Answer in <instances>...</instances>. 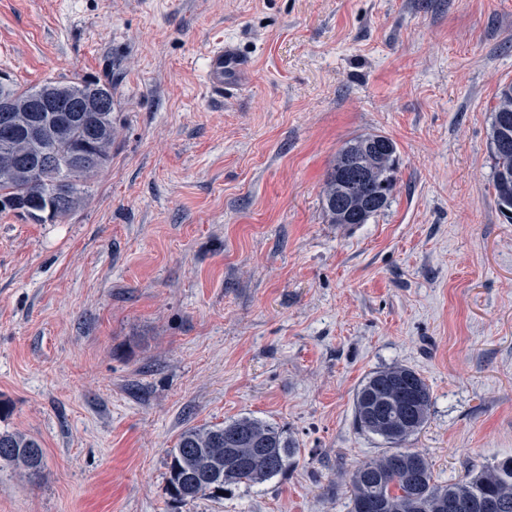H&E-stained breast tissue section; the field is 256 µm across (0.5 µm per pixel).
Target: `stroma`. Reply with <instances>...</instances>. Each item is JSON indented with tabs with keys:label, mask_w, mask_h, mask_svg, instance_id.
<instances>
[{
	"label": "stroma",
	"mask_w": 512,
	"mask_h": 512,
	"mask_svg": "<svg viewBox=\"0 0 512 512\" xmlns=\"http://www.w3.org/2000/svg\"><path fill=\"white\" fill-rule=\"evenodd\" d=\"M250 65L209 91L210 47ZM112 84V163L56 223L0 212V512H350L388 448L354 423L405 365L436 483L512 456V223L489 132L512 82V0H0V76ZM379 133L397 185L368 223L324 210L337 151ZM254 416L294 468L180 501L188 426ZM43 459L39 441L22 433L0 432V462L15 465L29 475H36Z\"/></svg>",
	"instance_id": "1"
}]
</instances>
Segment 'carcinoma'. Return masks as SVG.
Here are the masks:
<instances>
[{
  "label": "carcinoma",
  "mask_w": 512,
  "mask_h": 512,
  "mask_svg": "<svg viewBox=\"0 0 512 512\" xmlns=\"http://www.w3.org/2000/svg\"><path fill=\"white\" fill-rule=\"evenodd\" d=\"M57 93L58 112H31L46 88ZM111 87L94 79L47 80L21 89L0 86L19 110L8 126L0 123V211L43 224L67 217L89 200V185L112 162V112H78L79 95L95 97ZM490 144L495 160V200L512 223V83L503 85L493 108ZM397 144L367 134L347 142L327 173L324 207L333 224H365L384 209L396 187ZM358 173L367 190L351 191L349 174ZM430 388L413 369L390 366L369 374L354 397L357 427L392 448L359 464L350 474L351 512H447L448 500L466 512H512V457L503 458L466 480L439 485L427 458L405 447L428 421ZM298 448L273 424L242 416L220 425L186 428L168 452L169 487L181 499L221 498L240 483L260 484L283 474ZM39 441L22 433L0 432V462L29 475L41 469Z\"/></svg>",
  "instance_id": "carcinoma-1"
}]
</instances>
